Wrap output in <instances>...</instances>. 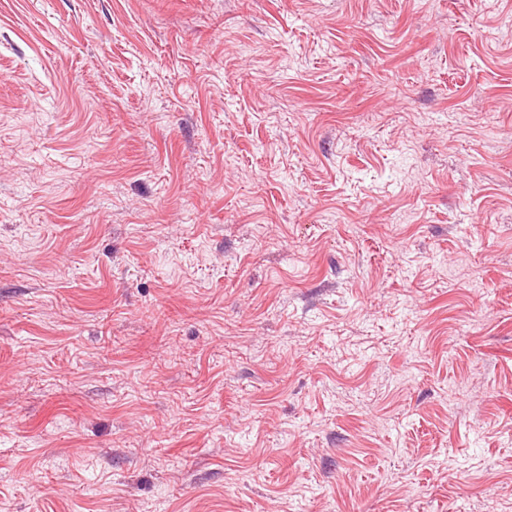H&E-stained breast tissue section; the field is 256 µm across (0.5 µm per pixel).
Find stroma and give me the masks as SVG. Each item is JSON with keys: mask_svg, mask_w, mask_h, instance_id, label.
<instances>
[{"mask_svg": "<svg viewBox=\"0 0 512 512\" xmlns=\"http://www.w3.org/2000/svg\"><path fill=\"white\" fill-rule=\"evenodd\" d=\"M0 512H512V0H0Z\"/></svg>", "mask_w": 512, "mask_h": 512, "instance_id": "35a3bbf8", "label": "stroma"}]
</instances>
